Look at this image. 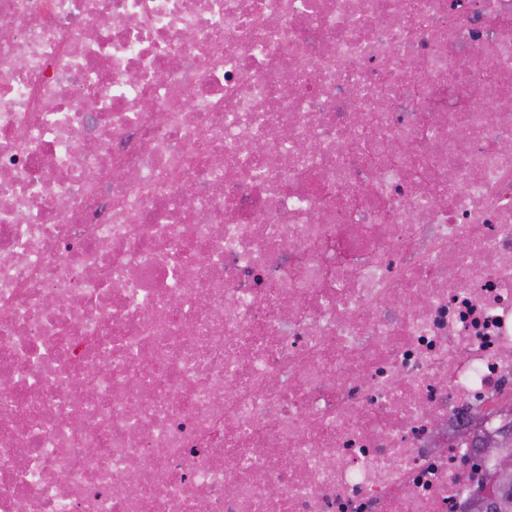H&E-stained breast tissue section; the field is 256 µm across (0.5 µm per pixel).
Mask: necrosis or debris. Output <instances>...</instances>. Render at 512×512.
Returning <instances> with one entry per match:
<instances>
[{
	"label": "necrosis or debris",
	"mask_w": 512,
	"mask_h": 512,
	"mask_svg": "<svg viewBox=\"0 0 512 512\" xmlns=\"http://www.w3.org/2000/svg\"><path fill=\"white\" fill-rule=\"evenodd\" d=\"M0 28V512H466L512 418V0Z\"/></svg>",
	"instance_id": "4bbe7bcc"
}]
</instances>
